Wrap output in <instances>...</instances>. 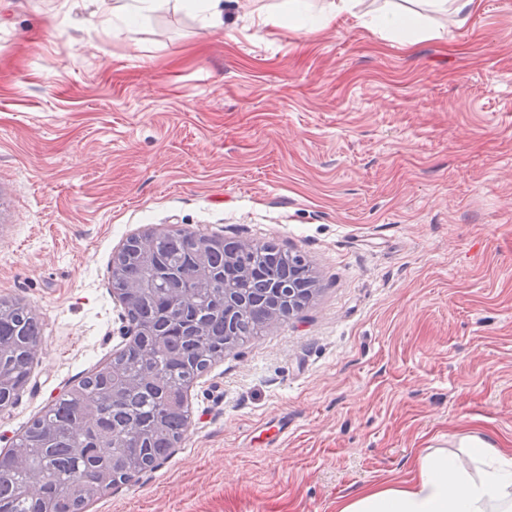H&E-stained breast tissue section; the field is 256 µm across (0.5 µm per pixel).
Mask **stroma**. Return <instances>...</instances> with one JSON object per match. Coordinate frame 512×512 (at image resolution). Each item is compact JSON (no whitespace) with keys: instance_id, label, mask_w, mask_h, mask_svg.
Returning <instances> with one entry per match:
<instances>
[{"instance_id":"obj_1","label":"stroma","mask_w":512,"mask_h":512,"mask_svg":"<svg viewBox=\"0 0 512 512\" xmlns=\"http://www.w3.org/2000/svg\"><path fill=\"white\" fill-rule=\"evenodd\" d=\"M0 0V296L45 323L0 450L121 350L110 261L187 228L302 255L309 303L188 390L169 459L87 512H333L477 429L512 448V0L403 44L280 0ZM130 4L127 0H114L112 5L108 0H100V16L104 22L112 19L125 25H133L148 17L153 12L161 9L167 0H133ZM182 2H191L184 0ZM221 0H192L185 5L196 13L198 19L209 27H220L224 24ZM357 0H321L317 9H313L307 0H283L277 19L288 23L296 30L308 31L334 22L340 15L348 12L355 14Z\"/></svg>"}]
</instances>
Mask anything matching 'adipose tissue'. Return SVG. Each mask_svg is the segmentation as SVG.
<instances>
[{"label": "adipose tissue", "mask_w": 512, "mask_h": 512, "mask_svg": "<svg viewBox=\"0 0 512 512\" xmlns=\"http://www.w3.org/2000/svg\"><path fill=\"white\" fill-rule=\"evenodd\" d=\"M356 0H283L282 22L300 30H313L354 12ZM365 27L406 43L425 29L422 10L405 7L380 14L361 15ZM474 469L464 467L457 455L441 448L418 452L411 475L362 487L338 499L335 512H512V448H500L480 434L465 443Z\"/></svg>", "instance_id": "adipose-tissue-1"}]
</instances>
